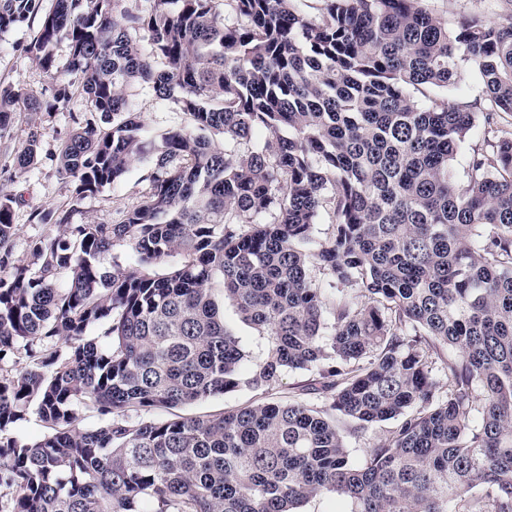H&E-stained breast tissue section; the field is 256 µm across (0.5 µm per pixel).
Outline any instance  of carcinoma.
<instances>
[{
    "label": "carcinoma",
    "instance_id": "1",
    "mask_svg": "<svg viewBox=\"0 0 512 512\" xmlns=\"http://www.w3.org/2000/svg\"><path fill=\"white\" fill-rule=\"evenodd\" d=\"M121 2L0 0V33L41 18L29 50L54 79L44 100L0 86V139L14 112L78 93L112 128L89 119L62 146L76 198L152 164L122 221L39 212L56 233L22 258L0 196V512H300L325 492L348 512H512V22L450 30L421 0H322L317 17L298 0ZM470 71L476 112L443 94ZM141 88L190 126L149 127ZM218 291L271 336L262 361L245 365ZM289 371L310 399L133 419ZM32 408L49 432L28 441ZM383 422L353 462L341 428Z\"/></svg>",
    "mask_w": 512,
    "mask_h": 512
}]
</instances>
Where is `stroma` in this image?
<instances>
[{
  "instance_id": "1",
  "label": "stroma",
  "mask_w": 512,
  "mask_h": 512,
  "mask_svg": "<svg viewBox=\"0 0 512 512\" xmlns=\"http://www.w3.org/2000/svg\"><path fill=\"white\" fill-rule=\"evenodd\" d=\"M424 6L437 17L455 25L466 17H478L491 23L512 21V0H423ZM39 27L38 22L0 34V82L12 83L40 98L49 97L52 79L37 64L29 45ZM135 109L145 121L160 130L178 128L189 123L188 115L172 105L158 100L150 89L139 90ZM86 104L74 97L64 112L26 111L15 113L8 139L0 140V194L14 199L13 222L16 226L14 251L24 256L30 238L53 232L50 224L32 221L38 211L60 205H73L71 221L75 224H114L139 204L149 187L152 171L148 160L133 162L124 179L81 200H74L73 185L57 172L56 156L69 134L86 119ZM40 130L37 160L23 177L12 178L13 157L16 149L25 145L32 130ZM224 323L238 336L240 345L251 362L263 360L270 347V338L242 322L231 301L222 304ZM308 375L304 372L286 374L280 386L262 393L247 388L212 398L204 403L184 407L188 416L216 414L250 404L285 401L297 395Z\"/></svg>"
}]
</instances>
